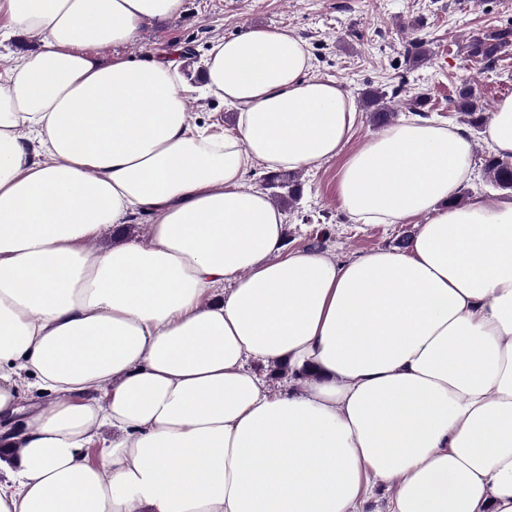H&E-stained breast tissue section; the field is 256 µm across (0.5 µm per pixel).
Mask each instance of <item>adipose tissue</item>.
Segmentation results:
<instances>
[{
	"label": "adipose tissue",
	"instance_id": "obj_1",
	"mask_svg": "<svg viewBox=\"0 0 512 512\" xmlns=\"http://www.w3.org/2000/svg\"><path fill=\"white\" fill-rule=\"evenodd\" d=\"M183 6L0 0V47L42 36L0 69V512H365L375 485L376 512H512V198L457 204L473 145L447 122L347 152L356 102L291 31L208 49L221 133L177 54L100 59ZM483 135L512 159V97ZM339 156L355 223L425 216L406 246L287 248L244 184ZM138 213L148 242L99 246ZM41 46V36L38 33L22 32L17 34L7 48H1L0 67L6 68L17 63L26 53L35 51ZM187 95L186 107L195 123L211 125L213 132H224L233 126L235 111L222 100L200 93Z\"/></svg>",
	"mask_w": 512,
	"mask_h": 512
}]
</instances>
